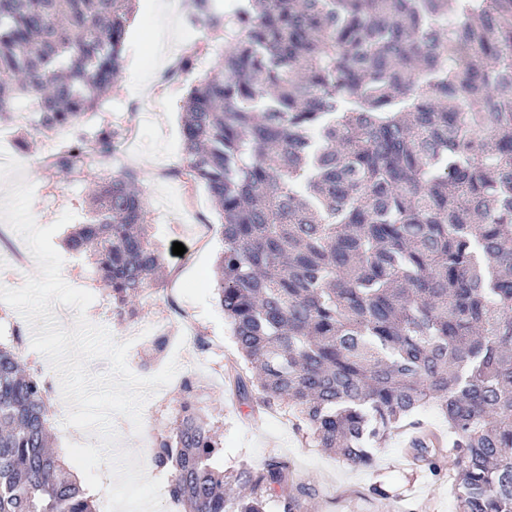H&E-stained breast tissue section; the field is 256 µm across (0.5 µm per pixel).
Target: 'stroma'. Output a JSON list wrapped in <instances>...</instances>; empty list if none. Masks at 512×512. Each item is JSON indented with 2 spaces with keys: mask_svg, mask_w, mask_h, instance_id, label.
Returning a JSON list of instances; mask_svg holds the SVG:
<instances>
[{
  "mask_svg": "<svg viewBox=\"0 0 512 512\" xmlns=\"http://www.w3.org/2000/svg\"><path fill=\"white\" fill-rule=\"evenodd\" d=\"M188 42L195 44L199 53L196 69L181 80H166L172 54ZM223 56V33L202 23L187 26L177 0H136L123 73L100 107L83 118L84 127L92 130L113 115H132L135 134L123 150L80 179L66 180L42 165L49 145L65 144L66 132L51 137L31 126L15 124L10 140L0 145L23 164L26 179L34 185L32 212L38 225H51L63 212L74 213L73 224L59 229L53 244L63 252V279L94 296L86 310L91 323L105 326L119 343L132 329L150 336L160 325L166 336L173 338L188 325L207 338H219L224 345L223 355L194 358L185 366V374L193 380L192 394H184L173 382L160 388L144 408L142 435H133L129 420L117 417L121 447L139 453L147 475L158 477L153 463L155 440L170 429L183 398L188 397L217 426L225 466L247 463L259 468L272 457L286 461L294 476L313 490L304 512H455V471L447 468L436 476L412 471L403 453V436L384 441L372 466L353 467L315 447L310 436L299 435L295 416L288 408L276 406L255 418L227 390L226 366L229 361H240L241 356L211 288L222 246L220 219L203 188L166 175L168 169L182 163V101L199 78L220 71ZM125 171L135 173L147 197L149 233L161 245L168 269L159 285L147 288L135 300L136 315L131 319L113 315L91 262L62 249L73 225L86 220V199L99 175ZM188 234L196 237V252L188 263L180 265L172 247ZM377 485L388 490L387 500L374 495Z\"/></svg>",
  "mask_w": 512,
  "mask_h": 512,
  "instance_id": "1",
  "label": "stroma"
}]
</instances>
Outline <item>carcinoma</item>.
Masks as SVG:
<instances>
[{"instance_id":"cac0c4a2","label":"carcinoma","mask_w":512,"mask_h":512,"mask_svg":"<svg viewBox=\"0 0 512 512\" xmlns=\"http://www.w3.org/2000/svg\"><path fill=\"white\" fill-rule=\"evenodd\" d=\"M134 0H0V121L26 103L71 141L44 165L77 178L132 119L94 131L123 69ZM224 31L223 71L182 105L186 174L221 219L213 290L237 350L231 390L286 405L315 446L369 467L410 433L412 464L459 471L456 512H512V0H252ZM122 315L158 279L132 173L102 180L66 238ZM49 387L0 343V512H100L51 449ZM427 406L448 423L436 438ZM188 399L155 443L184 512H301L275 457L224 471Z\"/></svg>"}]
</instances>
